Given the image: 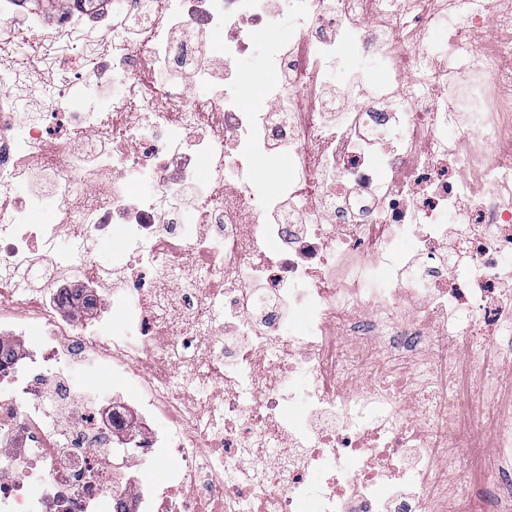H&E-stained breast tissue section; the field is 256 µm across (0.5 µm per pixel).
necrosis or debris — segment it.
<instances>
[{
	"mask_svg": "<svg viewBox=\"0 0 512 512\" xmlns=\"http://www.w3.org/2000/svg\"><path fill=\"white\" fill-rule=\"evenodd\" d=\"M21 28L88 37L26 114ZM87 55L124 89L82 112ZM505 59L512 0H0V512H463L447 448L497 406L462 405L439 365L463 344L498 393L485 355L512 363ZM143 61L167 82L132 112ZM374 71L394 89L360 103ZM60 237L74 251L49 259ZM491 445L509 467L483 512H503L512 425Z\"/></svg>",
	"mask_w": 512,
	"mask_h": 512,
	"instance_id": "necrosis-or-debris-1",
	"label": "necrosis or debris"
}]
</instances>
